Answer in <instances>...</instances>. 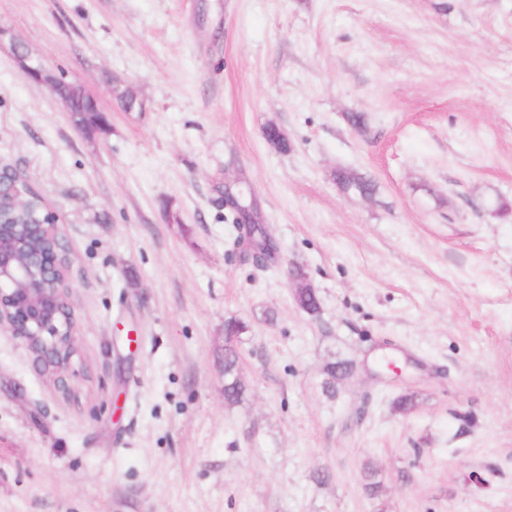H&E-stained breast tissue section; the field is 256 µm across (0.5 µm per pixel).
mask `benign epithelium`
<instances>
[{"label": "benign epithelium", "instance_id": "1", "mask_svg": "<svg viewBox=\"0 0 512 512\" xmlns=\"http://www.w3.org/2000/svg\"><path fill=\"white\" fill-rule=\"evenodd\" d=\"M23 75L45 84L68 103L65 86L37 63L20 43L13 45ZM56 222L12 224L0 219V332L22 339L36 364L63 396L71 393L66 379L76 353L72 311L63 305L55 284L71 285L72 262Z\"/></svg>", "mask_w": 512, "mask_h": 512}]
</instances>
